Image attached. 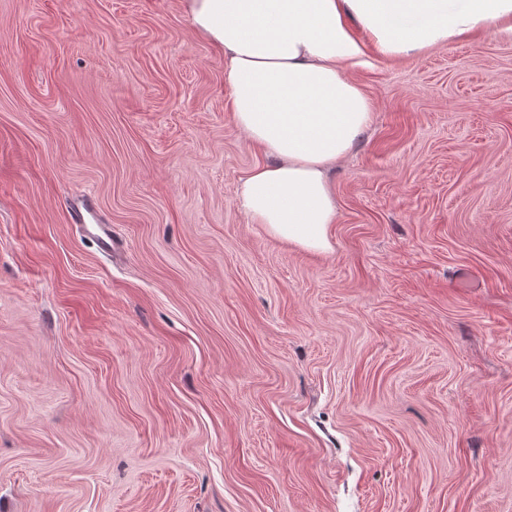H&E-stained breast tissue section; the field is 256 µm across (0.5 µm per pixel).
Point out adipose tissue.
<instances>
[{"instance_id":"obj_1","label":"adipose tissue","mask_w":512,"mask_h":512,"mask_svg":"<svg viewBox=\"0 0 512 512\" xmlns=\"http://www.w3.org/2000/svg\"><path fill=\"white\" fill-rule=\"evenodd\" d=\"M197 32L224 52L236 128L264 152L238 196L253 223L328 252L329 173L369 127L353 77L369 50L406 58L475 33L512 37V0H186Z\"/></svg>"}]
</instances>
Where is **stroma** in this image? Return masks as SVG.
<instances>
[{
	"mask_svg": "<svg viewBox=\"0 0 512 512\" xmlns=\"http://www.w3.org/2000/svg\"><path fill=\"white\" fill-rule=\"evenodd\" d=\"M355 78L304 252L183 0H0V512H512V39Z\"/></svg>",
	"mask_w": 512,
	"mask_h": 512,
	"instance_id": "1",
	"label": "stroma"
}]
</instances>
